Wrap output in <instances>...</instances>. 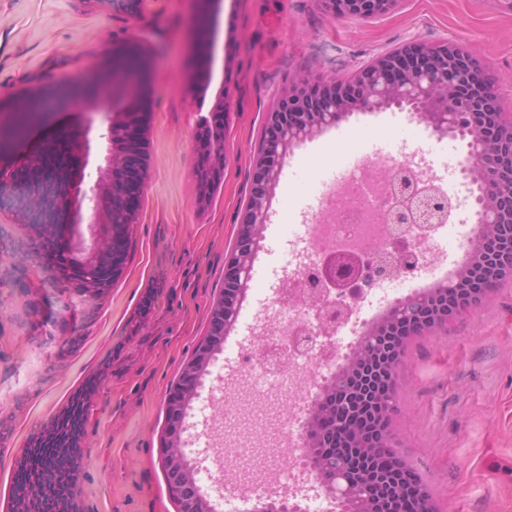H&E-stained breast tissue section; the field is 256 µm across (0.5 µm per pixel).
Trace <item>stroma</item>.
Returning a JSON list of instances; mask_svg holds the SVG:
<instances>
[{
	"label": "stroma",
	"instance_id": "obj_1",
	"mask_svg": "<svg viewBox=\"0 0 512 512\" xmlns=\"http://www.w3.org/2000/svg\"><path fill=\"white\" fill-rule=\"evenodd\" d=\"M208 42L197 59V30ZM416 42L475 49L512 103V0H399L371 18H336L315 0H148L135 18L111 0H0V144L10 168L24 148L71 128V99L59 98L17 138L21 114L41 92L113 80L106 102L122 110L149 101L148 177L125 265L91 301L76 282L41 288L44 256L12 213L0 210V512H11L22 451L44 426L89 395L77 473L81 512H180L166 467L167 399L224 288V266L250 195L267 114L295 78L343 77ZM136 60L144 80L128 75ZM232 102L224 124L223 176L199 206V116ZM459 169L466 144L395 108L354 112L290 150L282 162L239 322L224 334L218 362L235 359L242 319L275 301V274L326 166L317 154L395 149L401 140ZM223 391L210 412L217 447L255 476L290 465L288 399H259L249 375L211 373ZM394 446L421 476L436 512H512V279L410 338L396 377Z\"/></svg>",
	"mask_w": 512,
	"mask_h": 512
}]
</instances>
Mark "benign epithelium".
Instances as JSON below:
<instances>
[{"mask_svg": "<svg viewBox=\"0 0 512 512\" xmlns=\"http://www.w3.org/2000/svg\"><path fill=\"white\" fill-rule=\"evenodd\" d=\"M321 8L334 15L370 18L385 13L398 0H318ZM146 0H112V10L128 16L141 14ZM406 109L436 127H442L440 115H451L449 129L466 140L462 173L477 186L475 197L477 222L475 236L469 242L471 260L459 274L457 285L472 279L484 282L483 293L451 310L428 309L416 293L396 303L385 319L359 340L347 366L346 375L361 367L362 361L381 346V337L396 322L407 324L411 334L426 328L447 325L448 316L481 302L494 291L499 281L512 277V118L504 113V102L488 70L470 51L451 43H413L399 52L374 60L352 79L327 77L322 82L300 80L291 83L277 98L267 115L263 147L254 160L252 189L231 257L225 265L224 295L212 312L211 329L193 360L185 367L182 382L184 399L168 407L167 448L169 490L181 503V512H212L209 496L198 485V462L188 459L184 439L187 410L184 404L199 398L198 384L210 374L214 353L223 349L224 332L235 321L241 297L251 280L253 254L260 230L269 217L270 196L278 183L281 162L288 150L299 145L326 120L336 123L355 110ZM95 112L105 113L106 127L99 136L112 142L110 175L87 184L90 134L94 119L86 126L66 131L69 150L79 159L75 167L56 169L27 188H16L11 181L0 182V210L13 213L33 234L35 245L52 238V250L42 269V281L52 285L59 278L77 281L85 296L92 298L102 284L124 265L127 250L129 216L139 211L147 176L144 128L147 111L132 102L122 112L99 105ZM201 165L194 169L200 185L199 204L207 200L211 183L223 174V129L217 128L209 142H199ZM401 204L391 217L393 246L378 249L366 245L348 255H327L305 285L299 302L315 309L316 317L336 325L351 312L347 303L351 290L372 287L394 274L404 275L419 268L418 238L413 225L422 230L442 224L448 216V204L437 194L419 190L400 179ZM83 196L87 209L95 217L100 232L94 246L84 252L73 251L69 231L81 223L82 212L75 199ZM345 380L324 382L309 412L305 455L315 454L316 434L312 424L325 414V402L341 395ZM90 405L77 402L62 419L47 426L33 445L24 449L23 463L36 470L38 482L15 486L13 512H43L52 477L66 468L72 478V497L59 502L55 512H73L80 497L75 478L81 447V424ZM258 512H301L286 496H268L259 502Z\"/></svg>", "mask_w": 512, "mask_h": 512, "instance_id": "obj_1", "label": "benign epithelium"}]
</instances>
